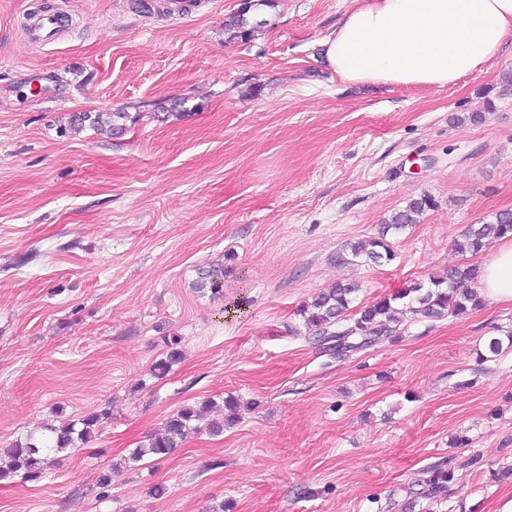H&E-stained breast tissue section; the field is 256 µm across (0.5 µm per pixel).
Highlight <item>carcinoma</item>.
I'll use <instances>...</instances> for the list:
<instances>
[{
	"label": "carcinoma",
	"mask_w": 512,
	"mask_h": 512,
	"mask_svg": "<svg viewBox=\"0 0 512 512\" xmlns=\"http://www.w3.org/2000/svg\"><path fill=\"white\" fill-rule=\"evenodd\" d=\"M264 21L249 11H236L227 24L230 37L240 42L251 41L254 32ZM136 116L129 112H83L70 117L69 129L81 130L85 126L94 129L109 124L114 135L127 130V123H133ZM434 206L432 198L423 195L411 200L403 209L394 213L384 224L381 235L367 240L356 241L336 254V262L346 264L358 259L378 263L393 260L394 253L388 233H399L420 223L423 215ZM512 234V211L497 212L493 220L484 224H473L454 242L455 249L462 255H476L488 245L491 237L500 238ZM481 268L475 265H460L448 269L443 276H432L428 281L415 282L400 291L383 297L369 305L352 308L359 287L355 284L338 282L304 302L297 310L316 343L336 342L348 351L377 342L397 332L402 317L409 313L420 318H442L446 315L463 316L471 309L483 304L477 291ZM224 270H209L199 277L196 288L210 290L213 294L222 292ZM179 340L174 337L166 341V351L151 369L154 376L166 375L173 365L180 363ZM223 409L229 414L203 421V412L213 401L203 406H184L171 414L164 423V432L148 440V443L134 449L129 460L136 462L146 455L165 457L193 435L207 433L218 436L224 427L232 424L239 415L237 400L232 396L223 398ZM109 418V411L102 409L73 421L46 424L37 431L0 448V483L20 478L24 482H35L43 477L45 465L52 454L79 448L89 443L96 428Z\"/></svg>",
	"instance_id": "cac0c4a2"
}]
</instances>
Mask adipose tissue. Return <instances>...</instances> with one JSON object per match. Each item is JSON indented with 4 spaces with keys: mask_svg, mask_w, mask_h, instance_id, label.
Returning <instances> with one entry per match:
<instances>
[{
    "mask_svg": "<svg viewBox=\"0 0 512 512\" xmlns=\"http://www.w3.org/2000/svg\"><path fill=\"white\" fill-rule=\"evenodd\" d=\"M512 38V0H366L322 44L328 66L353 82L445 87ZM480 291L512 303V238L482 266Z\"/></svg>",
    "mask_w": 512,
    "mask_h": 512,
    "instance_id": "ef3b65f1",
    "label": "adipose tissue"
}]
</instances>
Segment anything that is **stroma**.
<instances>
[{
    "instance_id": "35a3bbf8",
    "label": "stroma",
    "mask_w": 512,
    "mask_h": 512,
    "mask_svg": "<svg viewBox=\"0 0 512 512\" xmlns=\"http://www.w3.org/2000/svg\"><path fill=\"white\" fill-rule=\"evenodd\" d=\"M155 3L0 0V447L112 409L40 480L0 484V512H500L512 347L477 352L512 335L511 304L340 357L297 310L336 282L366 305L443 273L469 225L512 210V39L446 87L357 84L321 49L357 0H274L247 43L224 29L238 0ZM43 6L62 29L36 46L24 17ZM105 111L138 120L60 135ZM424 195L392 261L337 263ZM219 265L222 294L197 290ZM167 336L183 358L157 379ZM229 395L247 409L223 434L124 465L178 409ZM135 120L136 116H132L130 112H83L73 114L70 117L69 129L73 131L82 130L86 123L96 129L102 123H107L112 135H121L127 130V123L132 124Z\"/></svg>"
}]
</instances>
